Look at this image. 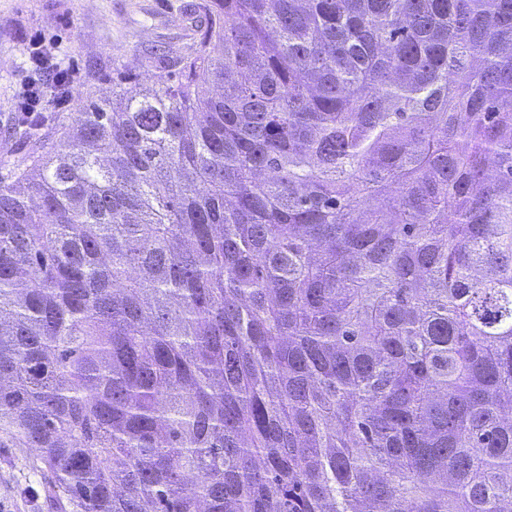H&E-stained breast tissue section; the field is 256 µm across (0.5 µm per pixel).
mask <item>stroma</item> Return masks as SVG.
I'll use <instances>...</instances> for the list:
<instances>
[{
    "instance_id": "stroma-1",
    "label": "stroma",
    "mask_w": 512,
    "mask_h": 512,
    "mask_svg": "<svg viewBox=\"0 0 512 512\" xmlns=\"http://www.w3.org/2000/svg\"><path fill=\"white\" fill-rule=\"evenodd\" d=\"M202 0H0V178L49 147L61 121L75 122L78 109L53 117L37 132L19 126L16 105L23 83L43 86L48 70L35 69L23 48L41 44L60 52L80 76L74 97L91 102L112 93V71L152 82L163 71L156 51L184 53L209 24ZM35 448H0V512H52L48 480L33 464Z\"/></svg>"
}]
</instances>
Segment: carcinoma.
<instances>
[{
    "instance_id": "1",
    "label": "carcinoma",
    "mask_w": 512,
    "mask_h": 512,
    "mask_svg": "<svg viewBox=\"0 0 512 512\" xmlns=\"http://www.w3.org/2000/svg\"><path fill=\"white\" fill-rule=\"evenodd\" d=\"M0 179V448L57 512H512V0H210Z\"/></svg>"
}]
</instances>
